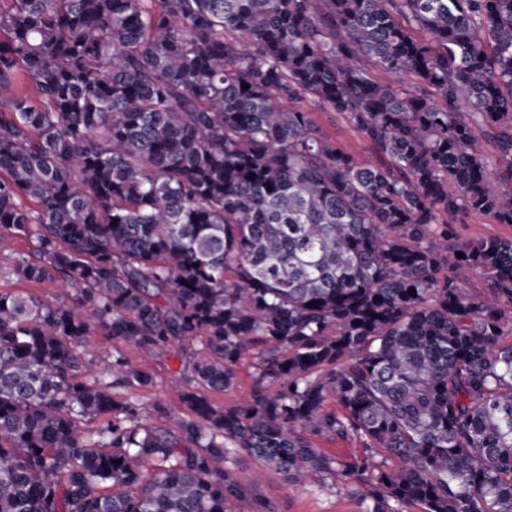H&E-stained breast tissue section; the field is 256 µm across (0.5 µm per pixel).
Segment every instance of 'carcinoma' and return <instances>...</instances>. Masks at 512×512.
I'll return each instance as SVG.
<instances>
[{
    "label": "carcinoma",
    "mask_w": 512,
    "mask_h": 512,
    "mask_svg": "<svg viewBox=\"0 0 512 512\" xmlns=\"http://www.w3.org/2000/svg\"><path fill=\"white\" fill-rule=\"evenodd\" d=\"M470 215L512 224V0H0V246L75 290L0 293V512H236L234 448L363 512H512V240ZM95 332L141 362L89 373ZM195 341L172 429L139 425ZM315 126L353 157L371 165H382L384 158L362 134L338 112L310 106ZM466 224H455L461 241L498 237L512 239L511 224H497L490 218L472 215L465 218ZM178 350L175 346L146 365L154 376L152 387L136 388L129 392V396L141 405L139 422L144 427L171 429L169 416L179 408V402L177 396L170 391L169 383L185 365L184 360L178 356ZM259 355L257 352L246 354L238 367V383L233 390L226 393H210V397L221 403H244L248 401L253 391ZM314 442L318 448H321L330 455H335L341 460H351L363 454V448L358 439H350L346 442L339 443L315 439Z\"/></svg>",
    "instance_id": "obj_1"
}]
</instances>
